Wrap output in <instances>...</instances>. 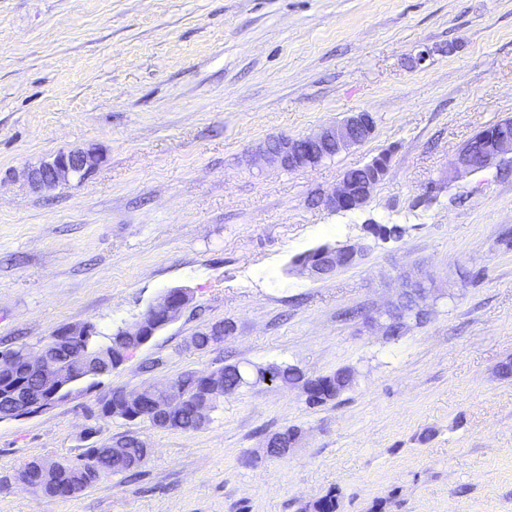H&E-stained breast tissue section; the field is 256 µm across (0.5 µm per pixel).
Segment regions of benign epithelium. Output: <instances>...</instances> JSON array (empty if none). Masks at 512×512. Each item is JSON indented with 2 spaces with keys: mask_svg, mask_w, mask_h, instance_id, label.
Here are the masks:
<instances>
[{
  "mask_svg": "<svg viewBox=\"0 0 512 512\" xmlns=\"http://www.w3.org/2000/svg\"><path fill=\"white\" fill-rule=\"evenodd\" d=\"M375 130V117L368 111L354 112L344 120L321 127L318 131L302 137L307 144L308 151H300L295 139L288 136H277L266 139L257 150V157L269 166H276L285 171L312 169L319 166L328 155H338L353 146L367 140ZM486 137L491 141V147L483 152L477 160H472L462 150L457 151L448 165L446 178L453 180L461 173H473L475 167L484 170L495 164L504 168L512 163V136L488 133ZM99 156L92 149H76L59 152L51 159L42 162L39 166L29 169L26 178L35 189H52L64 185L76 175H84L96 167ZM364 168L374 171V178L357 183L344 173L333 190L324 193L319 202L332 212H357L366 205L371 197L374 187L383 180L388 171V160L378 159L364 165ZM371 250L370 243L365 239H358L339 247L337 250L298 265L299 270L308 277L319 280L334 275L336 272L354 267L364 259ZM402 292L399 299L380 314L371 319V324L383 331V335H390V326L394 321H407L409 311L405 309L408 299L418 303L427 302L431 296L430 289L419 281H412L403 275ZM189 302V298L182 290L168 291L163 299L149 306L135 321L122 327L123 336H154L156 333L179 317ZM203 335L210 338V344L220 346L228 337L236 332V325L230 320L223 321L221 326L208 324L200 329ZM51 353L38 350L35 357L27 354L12 356L5 363H0V384L14 381L19 366L40 364L46 362ZM73 372L81 375V379L94 380L103 376V373L90 370L86 360L81 356L72 359ZM45 382L44 408L66 400L73 395L72 384L58 373L43 374ZM149 398L153 411L160 414H169L183 406L181 397L170 389L169 384H152L130 394L125 391L115 393L116 405L108 408L107 416L120 414V408L133 404H140L143 398ZM58 462L35 460L32 465L18 472L17 479L30 487L33 483L32 473L36 472L46 477L57 469Z\"/></svg>",
  "mask_w": 512,
  "mask_h": 512,
  "instance_id": "benign-epithelium-1",
  "label": "benign epithelium"
}]
</instances>
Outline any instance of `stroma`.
Returning a JSON list of instances; mask_svg holds the SVG:
<instances>
[{
	"mask_svg": "<svg viewBox=\"0 0 512 512\" xmlns=\"http://www.w3.org/2000/svg\"><path fill=\"white\" fill-rule=\"evenodd\" d=\"M427 52L417 63L419 52ZM366 110L373 135L312 170H257L252 149ZM512 117V0H0V351L59 328L129 322L173 288L193 300L99 385L0 420V512H512V177L444 175L477 131ZM96 148L83 180L22 176ZM391 155L364 210L317 204ZM399 224L363 262L313 280L292 259ZM403 273L440 298L399 339L365 326ZM238 331L190 348L206 324ZM243 362L358 383L309 407L270 382L225 397L202 429L105 419L112 389ZM299 444L263 452L289 427ZM132 434L136 476L45 498L17 479Z\"/></svg>",
	"mask_w": 512,
	"mask_h": 512,
	"instance_id": "stroma-1",
	"label": "stroma"
}]
</instances>
